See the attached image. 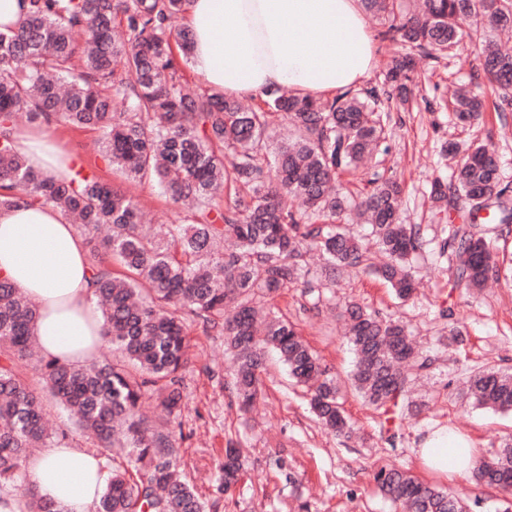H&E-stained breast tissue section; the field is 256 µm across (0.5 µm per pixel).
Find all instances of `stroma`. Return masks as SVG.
I'll return each mask as SVG.
<instances>
[{
    "label": "stroma",
    "instance_id": "35a3bbf8",
    "mask_svg": "<svg viewBox=\"0 0 512 512\" xmlns=\"http://www.w3.org/2000/svg\"><path fill=\"white\" fill-rule=\"evenodd\" d=\"M470 48L439 60H417V79L408 109L389 112V151L379 168L403 184L400 218L428 226L429 247L409 259L417 292L397 300L391 289L366 274H352L323 289L318 311L299 289L289 288L275 307L295 322L341 383L346 416L356 428L351 438L337 437L316 422L305 390L294 384L276 356H269L262 375L263 394L248 413L232 406L218 382L229 374L224 339L188 322L190 363L183 373L185 399L182 434L176 439L183 467L210 512H399L383 497L374 480L382 468H403L419 479L463 495L473 512H503L512 494L478 484L472 474L455 478L427 470L418 451L438 445L476 449L478 457L495 453L512 438V414L473 408L464 379L473 371L494 367L512 372V281H500L480 292L451 287V272L438 243L440 224L431 222L429 192L434 180H449L445 141L466 143L479 138L501 162L503 183L512 186V112L499 113L503 93L475 74ZM468 84L481 93L488 109L470 130L454 125L448 109L453 86ZM57 145L78 155L81 164L102 180L136 197L142 209L161 224H184L190 215L174 207L150 183L131 184L115 174L99 151L97 130L68 123L52 124ZM356 302L405 321L419 347L434 359L432 368L414 378L409 392L412 410L401 422L396 445L380 434L384 420L351 387L354 354L344 336L343 313ZM453 307L464 334L460 346L443 348L448 333L440 308ZM241 444L243 478L229 493H218L217 475L227 440Z\"/></svg>",
    "mask_w": 512,
    "mask_h": 512
}]
</instances>
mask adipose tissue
Listing matches in <instances>:
<instances>
[{
  "label": "adipose tissue",
  "mask_w": 512,
  "mask_h": 512,
  "mask_svg": "<svg viewBox=\"0 0 512 512\" xmlns=\"http://www.w3.org/2000/svg\"><path fill=\"white\" fill-rule=\"evenodd\" d=\"M198 82L229 98L251 99L270 88L325 99L369 78L376 50L361 0H192ZM34 171L67 177L73 157L42 125L12 133ZM0 278L39 306L34 333L46 358L78 364L103 344L92 272L81 238L62 213L20 197L0 210ZM424 467L461 476L472 448H424ZM36 492L57 512H89L105 479L100 458L83 449L47 448L27 465Z\"/></svg>",
  "instance_id": "1"
}]
</instances>
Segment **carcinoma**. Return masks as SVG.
Here are the masks:
<instances>
[{
    "mask_svg": "<svg viewBox=\"0 0 512 512\" xmlns=\"http://www.w3.org/2000/svg\"><path fill=\"white\" fill-rule=\"evenodd\" d=\"M381 19L380 36L399 47L381 85L331 100L299 98L283 88L244 106L190 86L192 36L171 20L190 0H26L23 17L0 31V207L20 194L76 215L89 235L106 224L111 234L90 250L95 297L113 357L74 365L36 355L38 307L0 279V500L20 497L25 512H57L38 496L26 470L37 448L65 447L72 434L94 437L112 468L95 512H207L177 461L174 435L183 399L182 369L190 344L186 317L218 330L231 356L228 388L242 411L261 394L267 353L275 352L295 382L307 389L317 421L350 437L335 375L321 363L295 325L258 303L291 286L320 296L324 283L310 274L307 254L318 251L331 275L356 269L385 281L402 301L415 284L407 258L427 243V228L399 220L400 186L363 170L386 153L382 104L406 102L415 58L439 59L464 40L474 44L478 71L490 84L512 89V48L492 36L512 28V0H362ZM123 110H113L114 102ZM485 102L460 91L453 112L470 125ZM62 121L100 132L102 153L126 179L159 186L185 204L194 220L171 224L158 236L143 231L135 198L75 167L56 182L32 171L10 131L17 115ZM289 119L292 138L277 141L272 125ZM453 181L435 182L431 200L442 221L459 203L469 222L450 224L440 253L453 266L456 288L484 287L499 274L497 253L478 226L512 224V190L501 185L496 155L473 141L448 143ZM349 180H343V176ZM361 184L352 190L349 185ZM224 198V207L216 199ZM299 207L288 206V198ZM370 226L381 264L365 238L347 223ZM348 342L356 364L352 385L390 427L404 411L410 375L434 359L418 351L404 323L356 303L346 308ZM472 405L512 412V373L486 368L467 380ZM154 399L160 414L142 412ZM62 407L74 429L49 431L46 403ZM220 491L240 480L241 450L227 442ZM474 476L512 488V440L481 461ZM381 493L407 512H471L463 498L398 469H380Z\"/></svg>",
    "mask_w": 512,
    "mask_h": 512,
    "instance_id": "obj_1",
    "label": "carcinoma"
}]
</instances>
